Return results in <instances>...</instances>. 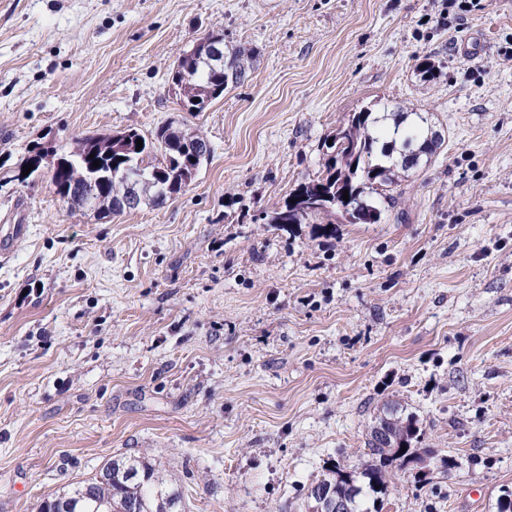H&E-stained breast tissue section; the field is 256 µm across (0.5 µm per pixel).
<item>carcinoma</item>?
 Returning <instances> with one entry per match:
<instances>
[{
  "label": "carcinoma",
  "mask_w": 512,
  "mask_h": 512,
  "mask_svg": "<svg viewBox=\"0 0 512 512\" xmlns=\"http://www.w3.org/2000/svg\"><path fill=\"white\" fill-rule=\"evenodd\" d=\"M245 52L233 49L221 64L203 69L197 56L184 54L168 73V82L182 86L181 107L186 112H204L224 95L229 85L246 74ZM414 109L375 112L362 108L351 113L331 135L324 164L316 178L301 183L288 194L284 205L267 213L268 224H301L321 214L353 210L361 203H396L395 187L400 173L416 170L422 159H431L444 140L427 144V132L410 124ZM124 138L113 141L110 133H97L75 140L67 160L69 167L52 175L62 189L60 201L69 215L88 209L81 188L83 176L93 171L104 180L95 195L94 210L108 217L117 213L112 203L122 194L125 183L119 174L127 165L137 166L147 175L143 187L147 204L161 207L184 192V173L199 169L206 157L198 147L204 138L171 126L157 130L154 139L134 127L121 129ZM143 140L136 149L137 140ZM95 158H89V155ZM99 167L92 168L93 160ZM349 199L344 200V192ZM388 420L394 439L386 443L376 431H369L367 459L357 465L336 463L328 474L313 484L332 488L354 498L353 512H373V504L387 495L390 479L404 470V457L426 451L423 430L412 415L396 406L376 421ZM180 488L165 479L145 456L126 455L107 460L90 479L43 499L45 512H183Z\"/></svg>",
  "instance_id": "1"
}]
</instances>
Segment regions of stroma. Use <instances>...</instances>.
<instances>
[{
  "label": "stroma",
  "instance_id": "obj_1",
  "mask_svg": "<svg viewBox=\"0 0 512 512\" xmlns=\"http://www.w3.org/2000/svg\"><path fill=\"white\" fill-rule=\"evenodd\" d=\"M212 30L251 67L183 111L167 72ZM367 106L445 147L378 223H264ZM162 125L212 147L164 207L71 217L18 178L33 147ZM0 242V512L134 453L185 512H309L389 403L456 465L383 512L512 490V0H0Z\"/></svg>",
  "mask_w": 512,
  "mask_h": 512
}]
</instances>
